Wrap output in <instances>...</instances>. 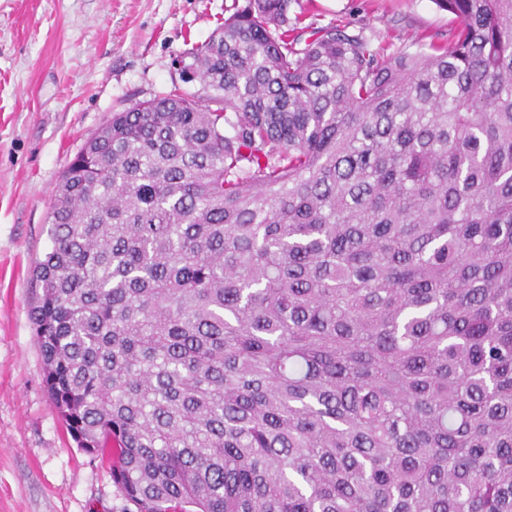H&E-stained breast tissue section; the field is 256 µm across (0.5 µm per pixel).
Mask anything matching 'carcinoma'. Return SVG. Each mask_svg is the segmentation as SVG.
<instances>
[{
  "label": "carcinoma",
  "instance_id": "cac0c4a2",
  "mask_svg": "<svg viewBox=\"0 0 512 512\" xmlns=\"http://www.w3.org/2000/svg\"><path fill=\"white\" fill-rule=\"evenodd\" d=\"M434 2L245 0L63 172L44 386L137 512H512V0ZM301 19L298 27L302 44L308 34L304 27H346L350 33L363 31L373 48L397 53L415 40L424 43L448 40V30L457 19L432 0H291L288 18Z\"/></svg>",
  "mask_w": 512,
  "mask_h": 512
}]
</instances>
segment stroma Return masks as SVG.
<instances>
[{
  "label": "stroma",
  "instance_id": "1",
  "mask_svg": "<svg viewBox=\"0 0 512 512\" xmlns=\"http://www.w3.org/2000/svg\"><path fill=\"white\" fill-rule=\"evenodd\" d=\"M245 0H0V512H136L50 401L29 279L51 247L56 186L113 113L182 84L177 61ZM302 26L393 54L444 41L434 0H290Z\"/></svg>",
  "mask_w": 512,
  "mask_h": 512
}]
</instances>
